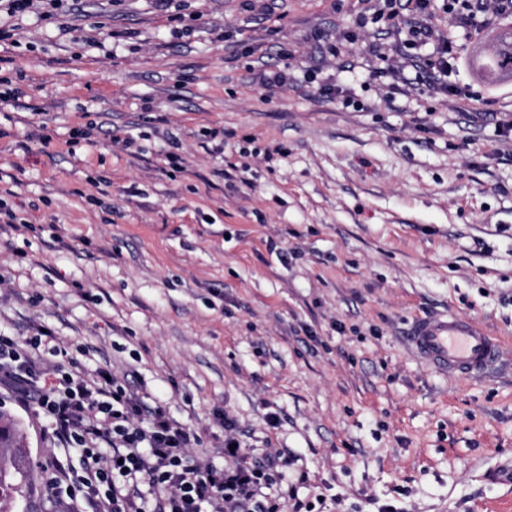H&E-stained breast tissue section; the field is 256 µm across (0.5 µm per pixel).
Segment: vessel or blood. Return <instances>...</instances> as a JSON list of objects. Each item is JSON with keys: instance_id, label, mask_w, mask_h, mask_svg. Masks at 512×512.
<instances>
[{"instance_id": "obj_1", "label": "vessel or blood", "mask_w": 512, "mask_h": 512, "mask_svg": "<svg viewBox=\"0 0 512 512\" xmlns=\"http://www.w3.org/2000/svg\"><path fill=\"white\" fill-rule=\"evenodd\" d=\"M407 341L437 369L468 377L492 372L500 360L496 339L452 312L416 318Z\"/></svg>"}]
</instances>
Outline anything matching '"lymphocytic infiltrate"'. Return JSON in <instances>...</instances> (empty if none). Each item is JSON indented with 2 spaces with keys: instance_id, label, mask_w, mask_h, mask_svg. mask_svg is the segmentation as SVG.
<instances>
[{
  "instance_id": "obj_1",
  "label": "lymphocytic infiltrate",
  "mask_w": 512,
  "mask_h": 512,
  "mask_svg": "<svg viewBox=\"0 0 512 512\" xmlns=\"http://www.w3.org/2000/svg\"><path fill=\"white\" fill-rule=\"evenodd\" d=\"M432 0H408L419 20L409 29L416 45L434 44L427 72L448 68V42H436L429 23ZM61 348L52 330L26 338L0 333V383L21 403H34L51 440L82 451L73 470L48 458L45 490L66 497L72 512H302L271 494L273 457L257 458L238 445L236 424L224 422L225 466L191 452L197 437L162 408L143 412L134 385L106 370L75 375L54 363Z\"/></svg>"
}]
</instances>
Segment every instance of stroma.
Returning a JSON list of instances; mask_svg holds the SVG:
<instances>
[{"instance_id": "obj_1", "label": "stroma", "mask_w": 512, "mask_h": 512, "mask_svg": "<svg viewBox=\"0 0 512 512\" xmlns=\"http://www.w3.org/2000/svg\"><path fill=\"white\" fill-rule=\"evenodd\" d=\"M384 0H33L0 27V332L133 375L223 465L221 416L313 512H512V79L434 26L430 80ZM288 86L261 84L270 68ZM90 129L88 138L76 137ZM134 137L128 152L113 135ZM501 345L447 374L405 331ZM33 461L70 456L0 386ZM406 336L423 360L443 372L484 376L500 360L497 340L452 312L416 318Z\"/></svg>"}]
</instances>
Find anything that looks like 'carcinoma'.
<instances>
[{"instance_id":"carcinoma-1","label":"carcinoma","mask_w":512,"mask_h":512,"mask_svg":"<svg viewBox=\"0 0 512 512\" xmlns=\"http://www.w3.org/2000/svg\"><path fill=\"white\" fill-rule=\"evenodd\" d=\"M480 68L487 76L512 77V25L497 28L479 51ZM42 475L30 459L21 424L0 410V512H14L16 497Z\"/></svg>"}]
</instances>
